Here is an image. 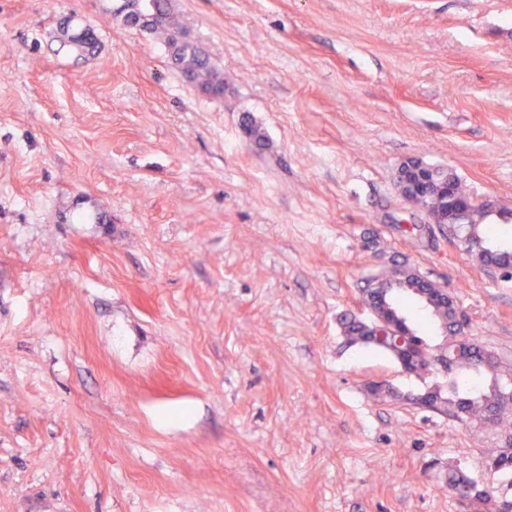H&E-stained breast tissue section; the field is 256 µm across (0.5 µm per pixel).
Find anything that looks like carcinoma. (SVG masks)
Returning a JSON list of instances; mask_svg holds the SVG:
<instances>
[{
    "label": "carcinoma",
    "instance_id": "carcinoma-1",
    "mask_svg": "<svg viewBox=\"0 0 512 512\" xmlns=\"http://www.w3.org/2000/svg\"><path fill=\"white\" fill-rule=\"evenodd\" d=\"M147 11L156 15L154 22L145 26L137 23L139 4L128 5L133 18H124L130 27L162 38L170 52L172 66L202 93L213 99L224 97V76L212 63L209 54L188 31L179 24L172 12L171 0H146ZM63 44L79 52L92 54L97 48L96 39L89 28L62 29ZM407 203L421 210L436 211L445 206L440 197L422 198L413 195ZM494 220L486 217L482 209L471 212V223L461 225V234L469 235L471 247L467 252L476 256L484 265L491 263L512 266V248L493 246L488 242L494 232ZM433 304L428 305L412 290L394 288L388 295V302L394 313L402 317L412 335L401 346H388L371 341L369 330L355 319L343 322V332L353 345L372 347L395 360H403L408 366L407 373L421 380L434 374L437 362L448 366V383L434 384L425 389L430 404L437 411L470 424L482 426L487 422L506 432L512 431V416L505 413L507 401L512 400V373H502L500 363L494 356L475 345L465 332V325L456 317L457 305L453 297H444L432 292ZM492 376L488 387L479 384L476 376ZM490 467L506 477L512 476V448H504L492 458ZM471 480L458 470L448 472V490L464 495ZM476 512H512V501H498L495 494L474 497L470 504Z\"/></svg>",
    "mask_w": 512,
    "mask_h": 512
}]
</instances>
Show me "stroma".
Masks as SVG:
<instances>
[{
  "label": "stroma",
  "instance_id": "35a3bbf8",
  "mask_svg": "<svg viewBox=\"0 0 512 512\" xmlns=\"http://www.w3.org/2000/svg\"><path fill=\"white\" fill-rule=\"evenodd\" d=\"M172 4L223 98L108 0H0V512H459L452 469L512 499L498 429L340 327L399 266L512 365V280L396 185L512 208V0ZM63 46H68L72 50L79 52V55L93 54L97 48L96 39L90 28H81L69 32V26H64Z\"/></svg>",
  "mask_w": 512,
  "mask_h": 512
}]
</instances>
